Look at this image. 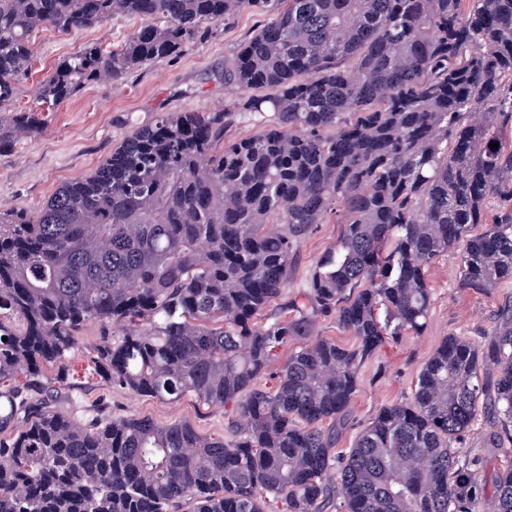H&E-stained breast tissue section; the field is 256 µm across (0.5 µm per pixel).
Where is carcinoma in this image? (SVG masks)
Listing matches in <instances>:
<instances>
[{
  "instance_id": "obj_1",
  "label": "carcinoma",
  "mask_w": 512,
  "mask_h": 512,
  "mask_svg": "<svg viewBox=\"0 0 512 512\" xmlns=\"http://www.w3.org/2000/svg\"><path fill=\"white\" fill-rule=\"evenodd\" d=\"M245 10L268 21L224 79L250 95L161 113L37 215L0 212V512H482L478 464L453 445L485 363L495 438L512 444V328L482 347L445 339L410 400L335 445L363 363L425 329L440 255L464 242V290L512 277V0H0V149L84 85L122 83ZM116 16L143 25L63 58L34 107L11 108L34 31ZM239 118L262 130L225 139ZM337 212L336 247L267 315L302 240ZM316 318L355 344L311 339L258 384ZM90 322L85 375L160 402L231 403L229 436L78 417L87 383L68 382L69 362ZM494 512H512L511 460Z\"/></svg>"
}]
</instances>
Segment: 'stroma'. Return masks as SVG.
<instances>
[{"label":"stroma","mask_w":512,"mask_h":512,"mask_svg":"<svg viewBox=\"0 0 512 512\" xmlns=\"http://www.w3.org/2000/svg\"><path fill=\"white\" fill-rule=\"evenodd\" d=\"M265 21L262 14L242 12L213 25L210 34L184 54L145 64L118 85L109 81L89 84L44 113L37 134L23 135L0 151V211L36 214L62 184L91 175L135 127L151 122L158 113L233 108L243 92L225 82L224 71L241 42ZM140 24L139 18L118 16L104 25L70 32L52 27L36 31V58L20 80L16 106H31L36 85L64 57L90 43L121 44ZM340 231V225L330 220L317 225L304 240L289 290L306 286L311 270L335 246ZM461 254V248H452L428 271L432 301L424 332L388 341L362 365L360 389L350 405L348 424L337 437V451L351 448L359 431L382 407L410 399L421 368L446 338L462 336L481 345L499 330L500 308L512 300V278L482 293L458 288ZM100 401L112 416H148L160 424L184 421L207 438L224 436L236 415L230 405L207 410L190 398L162 403L97 384L86 391L83 417L95 415ZM493 429V417L477 412L470 431L458 444L463 455L477 460L489 499L496 495L497 473L508 455L507 449L494 447L490 441Z\"/></svg>","instance_id":"1"}]
</instances>
